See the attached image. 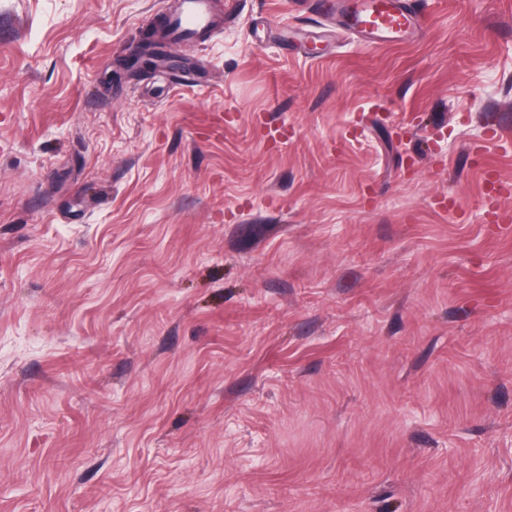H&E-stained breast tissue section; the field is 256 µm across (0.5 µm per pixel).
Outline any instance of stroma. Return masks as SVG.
<instances>
[{
    "mask_svg": "<svg viewBox=\"0 0 512 512\" xmlns=\"http://www.w3.org/2000/svg\"><path fill=\"white\" fill-rule=\"evenodd\" d=\"M173 2L0 0V512H512V0ZM216 17L214 0H183L180 12L169 22V28L176 38L194 37L209 31ZM334 1L336 35L364 38L373 43L402 41L419 34L417 14L404 0Z\"/></svg>",
    "mask_w": 512,
    "mask_h": 512,
    "instance_id": "1",
    "label": "stroma"
}]
</instances>
